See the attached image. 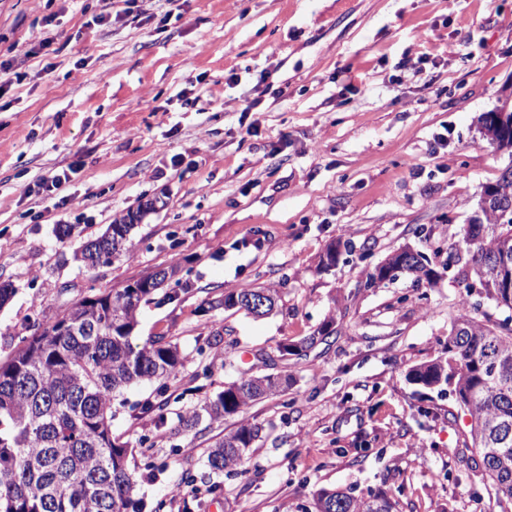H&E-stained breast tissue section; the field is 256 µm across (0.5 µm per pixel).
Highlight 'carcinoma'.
I'll use <instances>...</instances> for the list:
<instances>
[{
    "instance_id": "obj_1",
    "label": "carcinoma",
    "mask_w": 512,
    "mask_h": 512,
    "mask_svg": "<svg viewBox=\"0 0 512 512\" xmlns=\"http://www.w3.org/2000/svg\"><path fill=\"white\" fill-rule=\"evenodd\" d=\"M114 221L86 242L75 259L89 268L109 264L129 252L133 220ZM463 240L476 277L490 288L486 298L506 313L499 321L471 315L468 302L450 330L443 356L412 367L408 378L425 389L457 394L471 418L472 448L480 455L499 504L512 505V288L497 287L496 252L512 253V224H468ZM178 272L149 273L134 286L83 297L60 319L42 326L23 346L0 361V512H140V478L128 466L132 449L112 435L113 401L134 383L176 375L184 364L178 345L158 336L133 343L137 311ZM266 304L257 307L256 299ZM271 288L228 293L218 305L254 317L273 312ZM336 333L329 318L308 336L279 345L280 356L308 355ZM286 373L241 377L229 382L186 418L187 428L206 416L219 421L240 414L261 399L288 393ZM261 426L243 419L210 446L209 474L247 472L245 464ZM385 494L356 497L322 489L313 510L303 512H395Z\"/></svg>"
}]
</instances>
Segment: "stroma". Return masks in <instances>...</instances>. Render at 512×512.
<instances>
[{
  "instance_id": "stroma-1",
  "label": "stroma",
  "mask_w": 512,
  "mask_h": 512,
  "mask_svg": "<svg viewBox=\"0 0 512 512\" xmlns=\"http://www.w3.org/2000/svg\"><path fill=\"white\" fill-rule=\"evenodd\" d=\"M0 0V357L90 292L159 268L177 281L141 304L135 342L163 336L185 362L115 403L144 512H299L322 488L384 492L399 512H500L469 450L470 416L407 373L444 350L467 294L451 243L485 186L512 165L488 148L485 112L512 108V0ZM49 38V55H30ZM59 189L47 191L53 176ZM146 207L128 255L94 270L74 255ZM74 225L71 237L56 228ZM410 245L433 279L368 272ZM340 255L322 268L329 247ZM273 288L263 318L225 292ZM335 318L329 344L277 347ZM288 371L286 399L243 416L182 419L245 374ZM165 397L157 427L145 400ZM262 425L247 473L210 492L212 441Z\"/></svg>"
}]
</instances>
